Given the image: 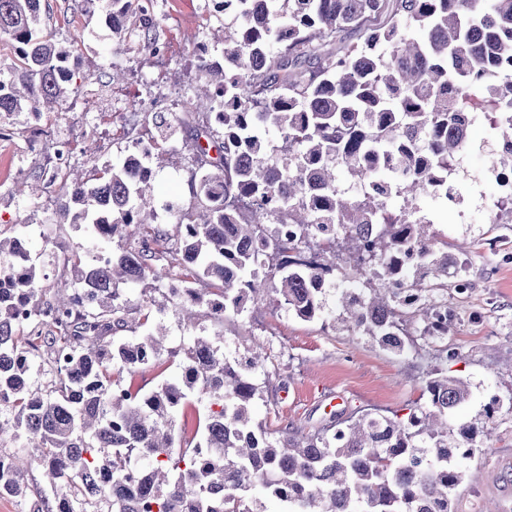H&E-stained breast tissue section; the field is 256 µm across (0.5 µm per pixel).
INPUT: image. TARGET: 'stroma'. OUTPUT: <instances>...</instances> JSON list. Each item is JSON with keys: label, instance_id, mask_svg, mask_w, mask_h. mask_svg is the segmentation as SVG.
Returning <instances> with one entry per match:
<instances>
[{"label": "stroma", "instance_id": "1", "mask_svg": "<svg viewBox=\"0 0 512 512\" xmlns=\"http://www.w3.org/2000/svg\"><path fill=\"white\" fill-rule=\"evenodd\" d=\"M59 42H77L70 61L77 91L37 123L47 147L32 156L26 148L28 113L13 120V134L0 138V238L19 236L24 225L47 224L55 237L72 238L69 224H48L55 199H26L14 191L17 180L50 177L48 150L62 136L71 140L73 156L66 180L87 176L92 165L118 164L132 142L152 125L142 105L166 100L167 119L180 127L179 149L160 144L153 156L157 204L195 207L192 188L205 171L191 149L195 124L207 121L192 105L195 87L204 79L196 68L189 36L204 39L223 17L205 12L201 0H159L156 16L162 43L171 52L162 59L144 53L139 41L113 54L112 33L102 17H86L73 9V0H41ZM125 79L112 83L113 69ZM496 140L488 120L476 122L464 170L454 180V198L445 202L425 196L418 206L448 243V253L469 269L467 287L448 282L442 288L419 290L420 301L448 308L456 325L441 344L417 341L415 348L396 354L371 337L342 326L326 327L281 310L265 309L246 319L215 323L202 318L207 334L224 336L228 348L263 345L269 383L256 407L267 428L285 426L302 433L322 428L334 414L349 417L367 408L405 417L419 401L424 380L434 368L469 382L472 396L452 418L460 424L478 418L492 399L501 407L491 425L493 441L486 453L469 461L470 478L455 493V512H512V214L503 210L501 191L485 179L495 156ZM289 355H282L281 345Z\"/></svg>", "mask_w": 512, "mask_h": 512}]
</instances>
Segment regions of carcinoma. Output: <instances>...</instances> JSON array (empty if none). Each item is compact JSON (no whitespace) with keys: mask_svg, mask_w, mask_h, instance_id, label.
Returning a JSON list of instances; mask_svg holds the SVG:
<instances>
[{"mask_svg":"<svg viewBox=\"0 0 512 512\" xmlns=\"http://www.w3.org/2000/svg\"><path fill=\"white\" fill-rule=\"evenodd\" d=\"M41 0H0V34L19 60L0 70V119L50 110L69 96L77 51L47 29ZM235 14L215 38L217 57L199 69L214 89L195 108L219 113L217 127L193 133L211 172L195 185L202 217L169 205L177 221L176 265L164 263L150 180L123 161L94 167L60 189L59 224L83 236L47 238L43 254L68 264L47 294L34 266L15 263V240L0 239V434L12 430L20 454L0 455V495L24 496L32 465L50 495L31 512H453L465 461L491 440L476 419L449 418L471 398L462 379L427 373L423 404L405 419L378 411L337 418L313 434L269 430L256 420L267 383L259 346L228 353L196 332L199 309L224 322L266 303L304 321L324 317L326 285L341 266L359 287L341 292L333 322L399 351L403 309L441 340L448 311L415 305L403 282L412 268L444 286L451 263L419 216L417 200L437 195L448 165L469 145L462 100L474 86L495 110L494 129L512 170V0H221ZM105 15L112 50L128 25L157 42L158 24L139 0H81ZM216 157L209 158L210 151ZM355 185L342 189L337 174ZM397 209L388 207L391 196ZM219 284L222 308L192 284ZM36 321L21 336L15 316ZM194 332L164 344L163 320ZM154 318V329H139ZM62 362L53 390L33 388L29 353ZM175 364L180 374L154 389L119 393L123 374ZM206 402L193 453L174 422L190 399Z\"/></svg>","mask_w":512,"mask_h":512,"instance_id":"obj_1","label":"carcinoma"}]
</instances>
